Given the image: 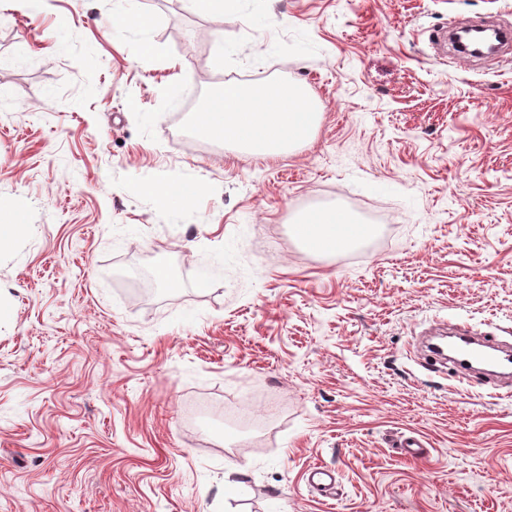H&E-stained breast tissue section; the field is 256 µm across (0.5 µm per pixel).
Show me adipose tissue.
Segmentation results:
<instances>
[{"instance_id":"ef3b65f1","label":"adipose tissue","mask_w":512,"mask_h":512,"mask_svg":"<svg viewBox=\"0 0 512 512\" xmlns=\"http://www.w3.org/2000/svg\"><path fill=\"white\" fill-rule=\"evenodd\" d=\"M318 123L319 115L306 91L288 80L259 90L225 82L195 115V127L206 139L271 158L311 144ZM292 230L306 248L318 254L359 246L371 234L369 226L337 205L301 216Z\"/></svg>"}]
</instances>
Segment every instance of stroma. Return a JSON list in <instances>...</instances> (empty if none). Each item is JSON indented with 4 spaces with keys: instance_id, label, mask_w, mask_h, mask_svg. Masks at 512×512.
I'll list each match as a JSON object with an SVG mask.
<instances>
[{
    "instance_id": "35a3bbf8",
    "label": "stroma",
    "mask_w": 512,
    "mask_h": 512,
    "mask_svg": "<svg viewBox=\"0 0 512 512\" xmlns=\"http://www.w3.org/2000/svg\"><path fill=\"white\" fill-rule=\"evenodd\" d=\"M138 8L156 50L135 58L112 0H0V205L24 202L0 247V512H512V385L418 348L452 324L512 345V56L429 40L512 24V0ZM284 76L321 119L277 159L197 136L170 88ZM189 175L190 224L149 195ZM330 204L373 235L306 251L293 216ZM222 245L236 265L198 287ZM201 402L275 413L250 433L190 418ZM207 15L223 20L224 14L230 9H237L260 21L271 9L274 0H194Z\"/></svg>"
}]
</instances>
